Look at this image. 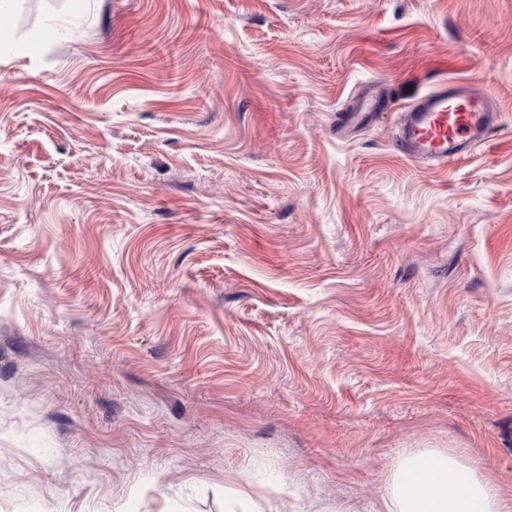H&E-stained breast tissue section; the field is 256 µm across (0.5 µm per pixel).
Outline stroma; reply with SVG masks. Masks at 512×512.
Here are the masks:
<instances>
[{
	"label": "stroma",
	"mask_w": 512,
	"mask_h": 512,
	"mask_svg": "<svg viewBox=\"0 0 512 512\" xmlns=\"http://www.w3.org/2000/svg\"><path fill=\"white\" fill-rule=\"evenodd\" d=\"M0 37V512H372L427 450L512 498V0H11ZM452 77L493 127L405 159Z\"/></svg>",
	"instance_id": "1"
}]
</instances>
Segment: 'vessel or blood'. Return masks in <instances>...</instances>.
I'll list each match as a JSON object with an SVG mask.
<instances>
[{
  "label": "vessel or blood",
  "mask_w": 512,
  "mask_h": 512,
  "mask_svg": "<svg viewBox=\"0 0 512 512\" xmlns=\"http://www.w3.org/2000/svg\"><path fill=\"white\" fill-rule=\"evenodd\" d=\"M493 120L485 93L445 82L403 112L393 143L407 158L444 164L483 140Z\"/></svg>",
  "instance_id": "b4317fda"
}]
</instances>
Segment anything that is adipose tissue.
Returning a JSON list of instances; mask_svg holds the SVG:
<instances>
[{
	"label": "adipose tissue",
	"instance_id": "ef3b65f1",
	"mask_svg": "<svg viewBox=\"0 0 512 512\" xmlns=\"http://www.w3.org/2000/svg\"><path fill=\"white\" fill-rule=\"evenodd\" d=\"M377 512H512L497 483L439 451L403 455Z\"/></svg>",
	"mask_w": 512,
	"mask_h": 512
}]
</instances>
